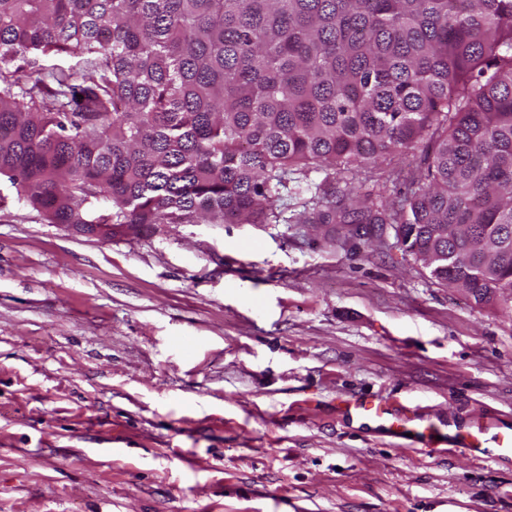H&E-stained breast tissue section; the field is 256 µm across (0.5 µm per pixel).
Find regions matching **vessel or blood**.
<instances>
[{
    "mask_svg": "<svg viewBox=\"0 0 512 512\" xmlns=\"http://www.w3.org/2000/svg\"><path fill=\"white\" fill-rule=\"evenodd\" d=\"M345 411L361 420L377 423L385 434L407 446L420 443L437 453L445 447L463 448L479 460H512V435L500 434L492 448L483 446L480 441L481 434L497 427L498 422L493 418H480L472 426L452 424L442 428L408 411L391 413L386 399L380 395L355 400L347 404Z\"/></svg>",
    "mask_w": 512,
    "mask_h": 512,
    "instance_id": "1",
    "label": "vessel or blood"
}]
</instances>
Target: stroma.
<instances>
[{"label": "stroma", "mask_w": 512, "mask_h": 512, "mask_svg": "<svg viewBox=\"0 0 512 512\" xmlns=\"http://www.w3.org/2000/svg\"><path fill=\"white\" fill-rule=\"evenodd\" d=\"M105 238L0 180V512H512V462L412 452L341 407L512 427V318L390 225Z\"/></svg>", "instance_id": "1"}]
</instances>
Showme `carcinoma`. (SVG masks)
<instances>
[{
    "label": "carcinoma",
    "instance_id": "cac0c4a2",
    "mask_svg": "<svg viewBox=\"0 0 512 512\" xmlns=\"http://www.w3.org/2000/svg\"><path fill=\"white\" fill-rule=\"evenodd\" d=\"M313 173L296 223L389 224L511 316L512 0H0V175L49 223H277Z\"/></svg>",
    "mask_w": 512,
    "mask_h": 512
}]
</instances>
